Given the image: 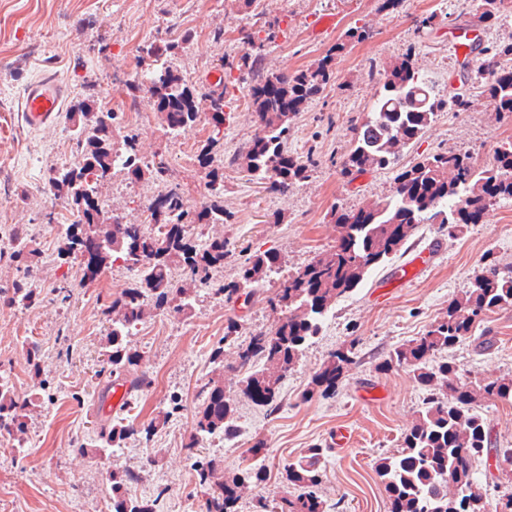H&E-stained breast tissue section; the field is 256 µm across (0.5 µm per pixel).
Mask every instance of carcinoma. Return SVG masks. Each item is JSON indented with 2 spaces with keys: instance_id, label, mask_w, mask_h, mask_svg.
<instances>
[{
  "instance_id": "cac0c4a2",
  "label": "carcinoma",
  "mask_w": 512,
  "mask_h": 512,
  "mask_svg": "<svg viewBox=\"0 0 512 512\" xmlns=\"http://www.w3.org/2000/svg\"><path fill=\"white\" fill-rule=\"evenodd\" d=\"M242 44L239 61L227 60L224 66L256 77L249 96L259 132L239 157L249 176L267 183L272 192L286 194L307 177L309 168V161L294 158L284 150L290 121L327 83V62L290 75L270 72L257 76L263 44L250 33L242 36ZM173 50L169 44L144 47L150 67L144 81L128 85V94L134 100L142 93L150 94L154 111L160 113L167 133L173 136L197 122L200 101H207L212 130L199 157L211 163L212 151L224 138V93L204 91L184 82L168 66V55ZM479 55L483 67L477 69L474 78L484 79L483 92L496 114L511 115L512 42L493 43L482 48ZM378 73L376 101L355 126L345 169L358 175L395 167L392 192L357 211L331 210L339 229L336 245L273 282L269 303L277 318L270 330L241 340L242 324L235 318L227 319L224 339L210 355L216 373L200 388L194 435L187 445V460L199 484L207 488L205 512H233L239 492L259 486L267 478V469L255 464L222 479L224 460L198 452L208 438L232 443L239 437L234 400L224 395V348L237 349L239 393L257 406L276 409L283 381L305 346L319 335L336 301L357 288L371 269L395 256L419 225L446 224L451 232L460 228L453 217L458 206L466 203L489 211L501 201L512 199V141L499 145L493 162L485 167L478 166L470 155L451 150L427 156L409 167H398L402 150L419 138L443 102L432 96L428 85L405 60L391 62ZM69 120L80 153L75 162L51 169L46 178L49 193L77 217L64 231L59 254L81 257L84 282L96 279L112 262L135 272V286L106 307L110 323L104 339L106 367L98 376L128 379L131 387L141 388L148 380L138 371V356L129 348L132 327L153 308L183 312L195 288H206L227 304L247 301L270 282V275L276 272V258L250 255L240 264L235 279L217 282L214 273L224 267L227 255L224 239L199 244L188 235L172 231L156 234L146 224H127L118 215L107 217L100 208L82 210V200L97 195L99 184L112 178L117 162H122L131 180L142 177L146 164L136 152V135L117 132V114L98 106L94 87H88L83 98L71 106ZM208 177L215 200L206 203L196 219L222 224L224 207L216 198L224 192V166L211 168ZM184 206L182 191L172 186L151 204V222L187 224L189 211ZM25 238L23 230H15L17 244L11 256L19 262L28 261L32 255ZM175 263L182 267L187 284L171 279ZM4 298L11 305L24 307L39 301L36 289L27 281L16 282ZM501 307H512V268H502L488 258L474 288L451 301L445 316L433 322L423 336L394 348L376 365L380 372L395 366L409 368L417 384L427 391L424 410L404 433L400 448L375 464L390 512H512V496L501 507L493 508L474 469L491 446L487 423L477 403L511 398L512 377L473 385L463 380L453 360L441 357L470 338L488 311ZM350 353L348 349L331 354L316 372L304 398L313 397L317 389L325 395L330 393L343 366L350 361ZM27 406L28 400L0 378V437L20 440ZM135 436L148 441L151 429H142L121 417L100 428L94 453L102 455L121 448ZM324 462L325 449L312 448L288 464L286 480L301 493L294 499L282 498L272 511L259 501L257 512H326L320 497ZM140 479L136 470L108 474L112 512H155L154 502L126 494L127 487Z\"/></svg>"
}]
</instances>
